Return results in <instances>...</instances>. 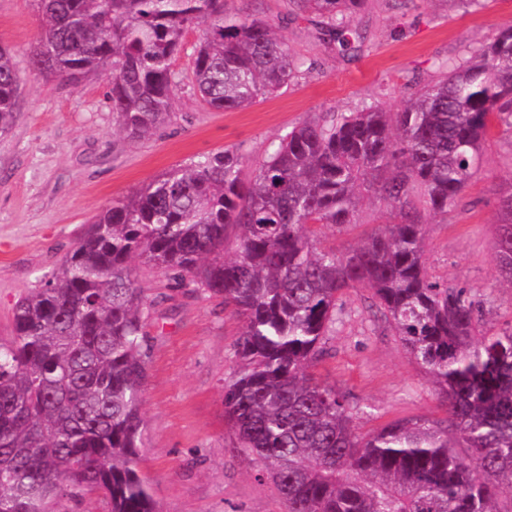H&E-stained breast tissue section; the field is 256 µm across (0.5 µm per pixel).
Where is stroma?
Wrapping results in <instances>:
<instances>
[{
  "mask_svg": "<svg viewBox=\"0 0 512 512\" xmlns=\"http://www.w3.org/2000/svg\"><path fill=\"white\" fill-rule=\"evenodd\" d=\"M230 14L275 19L290 53L308 71L278 94L233 112L210 110L191 83L201 27L188 29L173 62L180 82L169 121L150 136L116 133L107 77L74 85L30 67L40 36L34 0H0V45L13 51L22 106L0 135V338L9 337L18 299L42 287L80 233L113 200L198 156L239 154L253 177L271 142L297 122L349 112L364 102L395 109L439 77L438 62L467 57L512 24V0L467 9L446 0H368L354 19L357 50L329 51L287 0H225ZM512 179V130L493 128L483 162L447 215L429 218L430 276L470 288L488 327L512 325V287L495 272L499 185ZM383 206L365 204L350 227L323 228V246L344 249L386 223ZM149 315L150 348L142 391L145 421L139 469L160 512H288L274 486L255 477L224 417V387L236 376L241 319L220 299L180 288L155 268L138 269ZM346 399L358 434L401 420L444 418L435 386L411 358L364 289L345 293L314 368Z\"/></svg>",
  "mask_w": 512,
  "mask_h": 512,
  "instance_id": "1",
  "label": "stroma"
}]
</instances>
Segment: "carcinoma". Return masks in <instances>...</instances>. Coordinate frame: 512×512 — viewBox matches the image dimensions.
I'll list each match as a JSON object with an SVG mask.
<instances>
[{
  "instance_id": "obj_1",
  "label": "carcinoma",
  "mask_w": 512,
  "mask_h": 512,
  "mask_svg": "<svg viewBox=\"0 0 512 512\" xmlns=\"http://www.w3.org/2000/svg\"><path fill=\"white\" fill-rule=\"evenodd\" d=\"M36 2L33 67L73 84L110 74L118 130L132 139L170 117L172 63L195 25L205 27L192 86L213 110L250 106L305 66L274 21L228 15L224 0ZM365 2L288 7L317 18L328 48L348 51ZM437 69L443 78L396 112L365 104L300 122L249 182L239 155L204 154L95 216L44 287L16 302L13 336L0 342V512H54L84 492L110 512H158L138 469L148 358L138 260L241 318L242 366L224 415L288 512H512L496 506L512 490V326L488 328L471 291L431 279L423 261L426 217L448 214L492 127L512 128V25ZM20 103L12 53L0 47V134ZM365 201L392 221L343 252L317 246L322 228L357 223ZM495 252L512 287V180L498 199ZM357 288L431 377L445 420L361 437L344 397L311 372L336 302Z\"/></svg>"
}]
</instances>
